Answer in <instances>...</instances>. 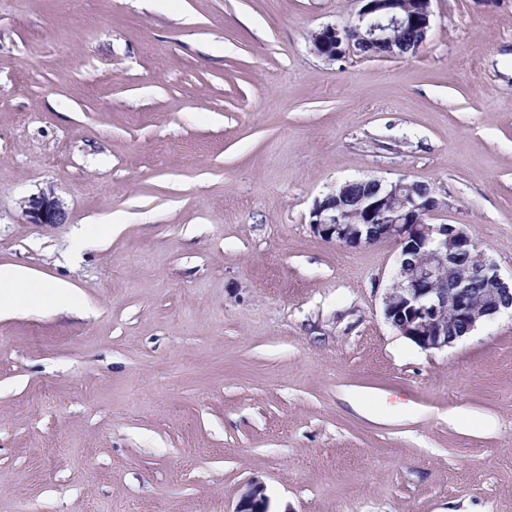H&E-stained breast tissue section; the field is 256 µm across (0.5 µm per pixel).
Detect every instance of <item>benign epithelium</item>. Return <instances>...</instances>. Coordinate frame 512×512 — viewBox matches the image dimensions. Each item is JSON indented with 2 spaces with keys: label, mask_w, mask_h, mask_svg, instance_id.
Masks as SVG:
<instances>
[{
  "label": "benign epithelium",
  "mask_w": 512,
  "mask_h": 512,
  "mask_svg": "<svg viewBox=\"0 0 512 512\" xmlns=\"http://www.w3.org/2000/svg\"><path fill=\"white\" fill-rule=\"evenodd\" d=\"M361 7L350 28L327 25L314 32L313 51L334 61L359 45L378 50L396 41L395 32L417 21V40L405 55L418 54L432 22V0H358ZM373 194L349 193L365 180H348L321 198L310 224L319 235L343 247L356 248L384 239L400 247L396 268L383 296L386 322L424 350H443L495 316L512 311V282L495 262L471 261L474 241L463 224H435L432 217L448 203L420 191L404 178H372ZM485 288L476 293L474 279ZM265 488L253 484L235 512H269Z\"/></svg>",
  "instance_id": "7a95c632"
}]
</instances>
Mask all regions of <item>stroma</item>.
<instances>
[{"mask_svg": "<svg viewBox=\"0 0 512 512\" xmlns=\"http://www.w3.org/2000/svg\"><path fill=\"white\" fill-rule=\"evenodd\" d=\"M357 0H0V512H512V316L383 317L399 248L317 198L433 187L512 275V0H432L413 57L328 61ZM27 288H42L51 298V309H68L75 298L71 287L65 282L45 283L32 277L23 267L5 265L0 266V313L44 307L33 301L32 295L25 290ZM268 506L265 488L260 484H252L241 497L235 512H270Z\"/></svg>", "mask_w": 512, "mask_h": 512, "instance_id": "35a3bbf8", "label": "stroma"}]
</instances>
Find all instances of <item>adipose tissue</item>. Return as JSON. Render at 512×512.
Returning <instances> with one entry per match:
<instances>
[{
    "mask_svg": "<svg viewBox=\"0 0 512 512\" xmlns=\"http://www.w3.org/2000/svg\"><path fill=\"white\" fill-rule=\"evenodd\" d=\"M37 287L50 297L52 306L61 310L71 307L74 295L67 283L58 281L44 284L23 267L5 265L0 266V313L34 308L31 291Z\"/></svg>",
    "mask_w": 512,
    "mask_h": 512,
    "instance_id": "obj_1",
    "label": "adipose tissue"
}]
</instances>
